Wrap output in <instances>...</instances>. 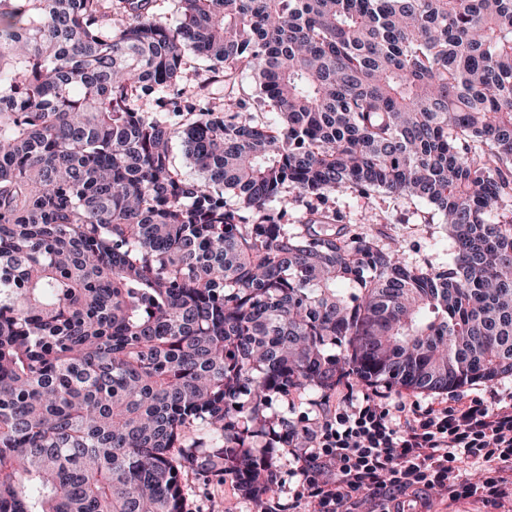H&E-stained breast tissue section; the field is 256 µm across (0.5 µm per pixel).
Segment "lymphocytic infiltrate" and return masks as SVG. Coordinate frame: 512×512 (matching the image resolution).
<instances>
[{
	"instance_id": "1",
	"label": "lymphocytic infiltrate",
	"mask_w": 512,
	"mask_h": 512,
	"mask_svg": "<svg viewBox=\"0 0 512 512\" xmlns=\"http://www.w3.org/2000/svg\"><path fill=\"white\" fill-rule=\"evenodd\" d=\"M292 494L307 512H426L432 495L503 507L512 485V392L494 404L455 396L364 395L327 410L307 447L293 454ZM479 464V481L459 476Z\"/></svg>"
}]
</instances>
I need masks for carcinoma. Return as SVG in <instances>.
<instances>
[{"label":"carcinoma","mask_w":512,"mask_h":512,"mask_svg":"<svg viewBox=\"0 0 512 512\" xmlns=\"http://www.w3.org/2000/svg\"><path fill=\"white\" fill-rule=\"evenodd\" d=\"M158 2L0 0V512H187L188 472L277 512L275 403L512 376V0ZM329 204L357 232L376 233L383 227L388 238L382 237V242L390 245L392 239L398 241L409 265L437 268L451 261L453 247L446 224H424L427 207L420 201L396 198L383 192L360 198L350 191H342L333 194ZM365 213L387 214L393 224H361Z\"/></svg>","instance_id":"1"}]
</instances>
